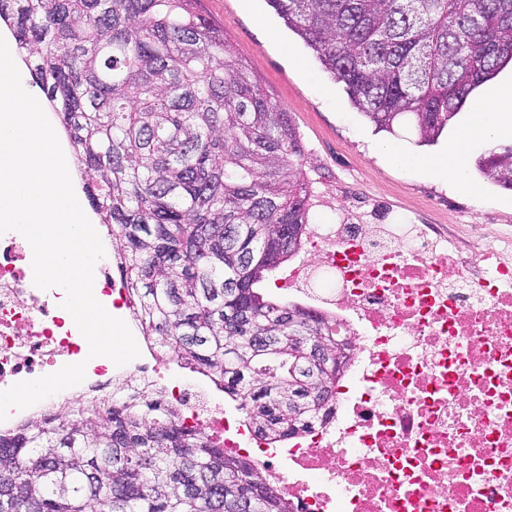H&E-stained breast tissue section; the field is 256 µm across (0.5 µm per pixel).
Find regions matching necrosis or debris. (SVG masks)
Returning a JSON list of instances; mask_svg holds the SVG:
<instances>
[{
    "mask_svg": "<svg viewBox=\"0 0 512 512\" xmlns=\"http://www.w3.org/2000/svg\"><path fill=\"white\" fill-rule=\"evenodd\" d=\"M306 242L284 286L335 319L348 362L331 416L287 447L226 416L204 380L160 376L152 345L123 366L89 357L15 231L0 235V390L79 362L63 399L152 384L265 471L290 512H512V237L463 255L427 224L340 219L308 225Z\"/></svg>",
    "mask_w": 512,
    "mask_h": 512,
    "instance_id": "1",
    "label": "necrosis or debris"
}]
</instances>
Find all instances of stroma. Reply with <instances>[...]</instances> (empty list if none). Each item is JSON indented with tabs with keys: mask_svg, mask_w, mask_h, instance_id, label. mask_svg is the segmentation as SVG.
<instances>
[{
	"mask_svg": "<svg viewBox=\"0 0 512 512\" xmlns=\"http://www.w3.org/2000/svg\"><path fill=\"white\" fill-rule=\"evenodd\" d=\"M200 9L223 29L259 87L288 112L299 131L304 170L314 194L312 223H335L341 205L352 222L375 224L385 216L435 224L464 247L474 224L485 234L512 233V190L484 180L475 164H468L467 172L483 187L478 199L437 177L396 167L376 150L378 144L392 141L413 155L435 157L467 124L469 109L456 115L435 145H418L409 129L391 136L359 113L344 85L323 68L267 0H201ZM294 56L302 60V68L291 64Z\"/></svg>",
	"mask_w": 512,
	"mask_h": 512,
	"instance_id": "obj_1",
	"label": "stroma"
}]
</instances>
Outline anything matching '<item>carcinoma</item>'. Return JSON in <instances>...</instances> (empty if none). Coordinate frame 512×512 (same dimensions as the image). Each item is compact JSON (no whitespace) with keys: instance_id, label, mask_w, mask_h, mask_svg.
<instances>
[{"instance_id":"cac0c4a2","label":"carcinoma","mask_w":512,"mask_h":512,"mask_svg":"<svg viewBox=\"0 0 512 512\" xmlns=\"http://www.w3.org/2000/svg\"><path fill=\"white\" fill-rule=\"evenodd\" d=\"M199 0H0L115 242L142 335L282 443L325 421L347 355L322 312L259 285L299 253L311 192L288 112ZM390 134L432 145L512 62V0H268ZM512 190V146L477 160ZM315 336L328 358H303ZM127 382L0 432V512H290L248 459Z\"/></svg>"}]
</instances>
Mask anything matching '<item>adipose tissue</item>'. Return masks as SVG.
<instances>
[{
	"instance_id": "obj_1",
	"label": "adipose tissue",
	"mask_w": 512,
	"mask_h": 512,
	"mask_svg": "<svg viewBox=\"0 0 512 512\" xmlns=\"http://www.w3.org/2000/svg\"><path fill=\"white\" fill-rule=\"evenodd\" d=\"M512 128V84L499 89L489 99L476 102L469 122L459 131L448 148L431 160H422L390 144L381 152L399 168L412 170L423 168L454 182L471 195H479L480 189L470 182L466 174V161L475 145L489 144L498 135Z\"/></svg>"
}]
</instances>
